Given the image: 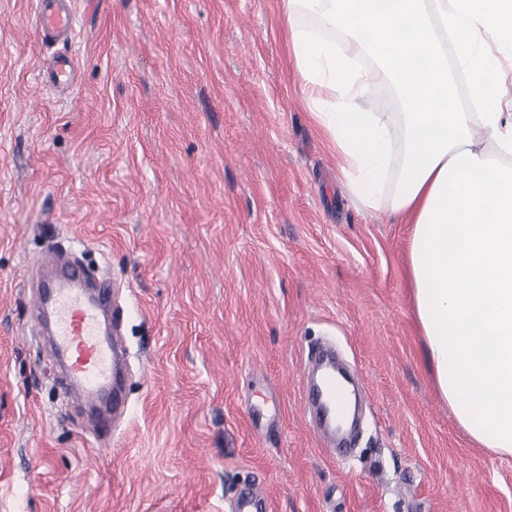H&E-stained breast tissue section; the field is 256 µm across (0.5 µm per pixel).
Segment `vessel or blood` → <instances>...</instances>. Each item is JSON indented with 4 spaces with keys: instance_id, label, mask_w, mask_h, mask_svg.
Listing matches in <instances>:
<instances>
[{
    "instance_id": "obj_1",
    "label": "vessel or blood",
    "mask_w": 512,
    "mask_h": 512,
    "mask_svg": "<svg viewBox=\"0 0 512 512\" xmlns=\"http://www.w3.org/2000/svg\"><path fill=\"white\" fill-rule=\"evenodd\" d=\"M72 2L37 0L36 24L44 37L71 38ZM40 264L51 273L40 285L34 311L63 370L62 389L95 413L99 431H107L111 418L124 413L118 395L120 339L110 320L111 286L90 282L54 252Z\"/></svg>"
}]
</instances>
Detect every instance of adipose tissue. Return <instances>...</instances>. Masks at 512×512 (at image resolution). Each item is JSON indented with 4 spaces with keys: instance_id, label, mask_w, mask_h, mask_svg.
I'll return each mask as SVG.
<instances>
[{
    "instance_id": "ef3b65f1",
    "label": "adipose tissue",
    "mask_w": 512,
    "mask_h": 512,
    "mask_svg": "<svg viewBox=\"0 0 512 512\" xmlns=\"http://www.w3.org/2000/svg\"><path fill=\"white\" fill-rule=\"evenodd\" d=\"M281 12L354 201L412 227L414 310L441 398L474 442L512 455V0H281ZM385 82L399 111L366 106Z\"/></svg>"
}]
</instances>
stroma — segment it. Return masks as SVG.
Listing matches in <instances>:
<instances>
[{
	"mask_svg": "<svg viewBox=\"0 0 512 512\" xmlns=\"http://www.w3.org/2000/svg\"><path fill=\"white\" fill-rule=\"evenodd\" d=\"M0 0V512H512L427 368L411 227L351 199L279 0H74L71 46ZM71 50L72 87L45 63ZM112 278L127 411L91 434L32 328L52 246ZM365 389L347 460L303 411L312 350Z\"/></svg>",
	"mask_w": 512,
	"mask_h": 512,
	"instance_id": "obj_1",
	"label": "stroma"
}]
</instances>
